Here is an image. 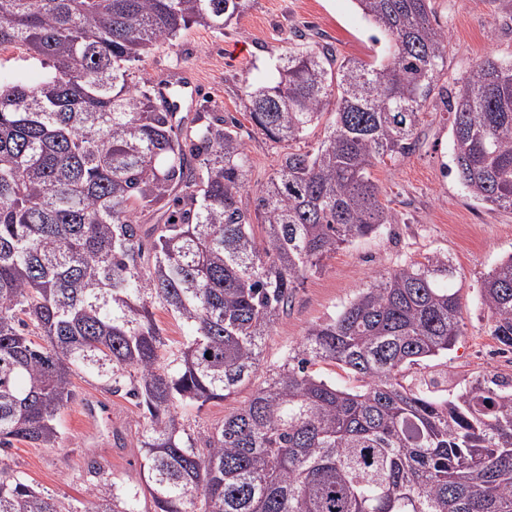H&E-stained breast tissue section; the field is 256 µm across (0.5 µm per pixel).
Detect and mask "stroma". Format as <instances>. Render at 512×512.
I'll use <instances>...</instances> for the list:
<instances>
[{
  "label": "stroma",
  "instance_id": "obj_1",
  "mask_svg": "<svg viewBox=\"0 0 512 512\" xmlns=\"http://www.w3.org/2000/svg\"><path fill=\"white\" fill-rule=\"evenodd\" d=\"M432 7L447 37L440 80L445 91L429 101L413 150L374 170L383 201L398 221L338 251L322 271L304 279L265 339V365L279 364L312 325L334 316L371 276L441 253L452 265L448 284L459 292L465 322L464 336L448 353L449 390L467 388L487 374L512 376V353L502 351L493 336V320L479 295L483 275L512 254V211L480 203L459 181L445 96L479 61L512 60V0H432ZM387 41L353 0H249L246 12L224 32L197 25L182 30L173 42L154 47L135 75L151 81L178 67L193 68L196 111L228 112L238 119L254 186L273 173L288 147L255 131L245 109L248 87L270 82L280 58L294 50L327 45L337 58L374 62ZM73 390L75 400L60 416L59 444L16 443L9 465L40 489L69 499L84 497L86 467L94 457L105 461L119 486H136L139 408L89 374L74 376Z\"/></svg>",
  "mask_w": 512,
  "mask_h": 512
}]
</instances>
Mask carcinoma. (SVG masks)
<instances>
[{"label": "carcinoma", "instance_id": "obj_1", "mask_svg": "<svg viewBox=\"0 0 512 512\" xmlns=\"http://www.w3.org/2000/svg\"><path fill=\"white\" fill-rule=\"evenodd\" d=\"M354 2L387 58H281L247 92L255 129L293 143L335 119L252 188L234 117L188 124L130 79L153 47L192 24L222 32L247 0H0V49L45 69L34 86L0 75V512H137L142 496L152 512H512V377L453 394L433 371L464 335L448 256L380 274L262 366L300 280L398 222L372 170L412 150L446 63L431 0ZM448 122L459 180L512 211V62H479ZM143 211L163 223L143 229ZM480 297L511 351L512 255ZM158 310L184 327L174 345ZM79 370L135 401L143 468L123 491L89 461L73 504L3 458L56 447ZM245 385L220 425L187 424L183 407Z\"/></svg>", "mask_w": 512, "mask_h": 512}]
</instances>
